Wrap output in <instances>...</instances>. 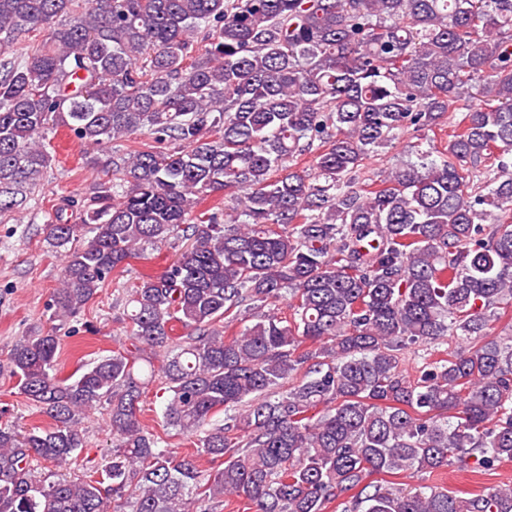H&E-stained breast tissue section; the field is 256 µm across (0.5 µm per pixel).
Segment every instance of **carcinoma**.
Returning <instances> with one entry per match:
<instances>
[{"label": "carcinoma", "instance_id": "cac0c4a2", "mask_svg": "<svg viewBox=\"0 0 512 512\" xmlns=\"http://www.w3.org/2000/svg\"><path fill=\"white\" fill-rule=\"evenodd\" d=\"M451 110L460 130L437 157L411 144L417 161L379 187L360 177ZM58 126L90 147L153 143L94 158L110 178L80 223L46 213L64 249L54 318L145 245L180 228L188 244L131 290V348L61 378L58 336L16 344L10 373L53 424L0 427V512H194L200 496L512 512L511 485L463 498L367 481L512 462V336L489 333L512 301V0H0V213L27 203ZM312 152L313 173L284 165ZM220 192L246 220L198 210ZM286 294L289 316L265 310ZM241 315L254 323L224 335ZM444 340L458 346L409 379L404 350ZM158 378L159 432L138 406ZM97 407L101 477L36 478L32 459L60 468L84 447L80 415ZM171 429L195 448H159ZM203 456L224 468L204 474ZM152 139L149 135L136 133L128 137H124L118 141H112L106 145V151L109 154L123 155L139 149L145 143H150Z\"/></svg>", "mask_w": 512, "mask_h": 512}]
</instances>
